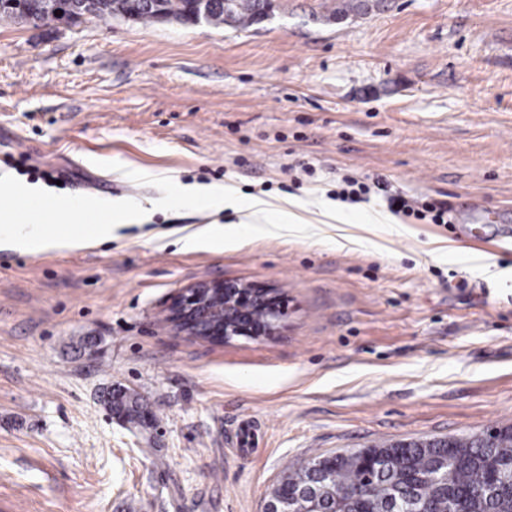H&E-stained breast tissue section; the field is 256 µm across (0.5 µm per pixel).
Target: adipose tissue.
Wrapping results in <instances>:
<instances>
[{"label":"adipose tissue","mask_w":512,"mask_h":512,"mask_svg":"<svg viewBox=\"0 0 512 512\" xmlns=\"http://www.w3.org/2000/svg\"><path fill=\"white\" fill-rule=\"evenodd\" d=\"M205 201L215 208H238L246 206L247 210L262 218L266 230L280 229L284 224L301 223L302 218L296 213L295 201H287L282 205H274L263 199L256 198L248 203H240L234 189L229 186L206 190ZM112 235V227L108 224L94 225L85 235L60 236L48 231L37 221L20 222L11 217L0 220V245L7 244L17 249L38 254L49 250L85 248L95 241Z\"/></svg>","instance_id":"obj_1"}]
</instances>
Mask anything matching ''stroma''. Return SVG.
<instances>
[{
  "instance_id": "stroma-1",
  "label": "stroma",
  "mask_w": 512,
  "mask_h": 512,
  "mask_svg": "<svg viewBox=\"0 0 512 512\" xmlns=\"http://www.w3.org/2000/svg\"><path fill=\"white\" fill-rule=\"evenodd\" d=\"M341 2L0 19V175L44 214L157 203L92 247L0 249V512H263L289 466L512 426V0ZM349 177L370 193L341 200ZM222 185L306 221L184 249L248 223L185 197ZM336 207L353 223H315ZM227 277L280 299L277 335L174 328L177 294ZM114 387L158 428L113 418ZM202 3L211 4L208 6L209 10L219 9V3L224 7V12L229 10L231 0H202ZM272 0H233L230 6V15L225 16L223 13L209 12L211 21L235 22L241 25H248L255 21L261 20L264 16L272 10ZM390 208L395 212H403L406 215H415L417 218L425 219L427 214H430L431 220L434 224H444L445 213L448 212L443 203L437 201L419 202L413 201L411 204L404 198L397 196L390 198ZM94 209H106L116 216L117 224H120V220L126 216L127 213L134 211L145 210L143 204L134 205L127 200H91L85 199L84 201L69 200L59 203L56 206L55 213L61 219H68L73 215L81 216L89 210ZM235 232L224 231V225L208 224L186 236V244L197 248H212L224 246V238L234 235ZM226 242L232 241L231 237H227Z\"/></svg>"
}]
</instances>
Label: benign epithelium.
Returning a JSON list of instances; mask_svg holds the SVG:
<instances>
[{
  "mask_svg": "<svg viewBox=\"0 0 512 512\" xmlns=\"http://www.w3.org/2000/svg\"><path fill=\"white\" fill-rule=\"evenodd\" d=\"M255 307L265 309L264 321L252 320ZM170 309L171 322L179 332L225 343L237 337L262 340L275 335L284 313L269 291L233 278L197 282L178 295ZM318 494L314 485L292 496L271 497L264 512H299L303 500L314 505Z\"/></svg>",
  "mask_w": 512,
  "mask_h": 512,
  "instance_id": "7a95c632",
  "label": "benign epithelium"
}]
</instances>
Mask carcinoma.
<instances>
[{
    "instance_id": "carcinoma-1",
    "label": "carcinoma",
    "mask_w": 512,
    "mask_h": 512,
    "mask_svg": "<svg viewBox=\"0 0 512 512\" xmlns=\"http://www.w3.org/2000/svg\"><path fill=\"white\" fill-rule=\"evenodd\" d=\"M44 0H23V9H0V18L28 23L42 14ZM84 17L107 22L114 16L135 15L140 23L174 18L194 21L203 10L199 0H160V9L146 10L138 0H73ZM272 0H233L230 14L209 12L212 20L248 25L272 10ZM112 412L129 422L152 424L139 401L113 393L108 400ZM333 479L317 501L320 512H387L396 500L411 512H512V433L506 431L493 441L479 435L436 440L377 444L333 458ZM315 482L308 466L288 469L275 490L296 491Z\"/></svg>"
}]
</instances>
